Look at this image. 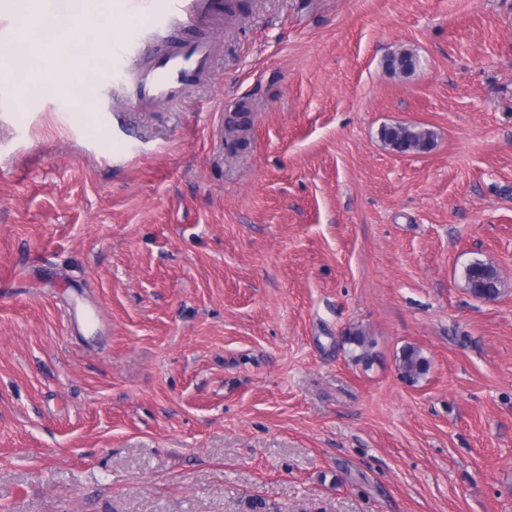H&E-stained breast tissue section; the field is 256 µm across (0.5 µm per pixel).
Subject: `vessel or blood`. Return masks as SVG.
<instances>
[{"instance_id":"vessel-or-blood-1","label":"vessel or blood","mask_w":512,"mask_h":512,"mask_svg":"<svg viewBox=\"0 0 512 512\" xmlns=\"http://www.w3.org/2000/svg\"><path fill=\"white\" fill-rule=\"evenodd\" d=\"M118 8L138 18L142 33L141 40L123 44L112 56L114 72H129V110L152 112L196 99L211 82L222 51L210 30L231 13L232 0H166L161 16L152 0H120Z\"/></svg>"}]
</instances>
